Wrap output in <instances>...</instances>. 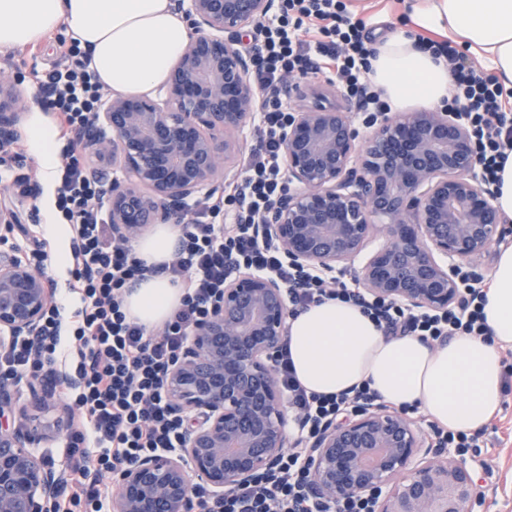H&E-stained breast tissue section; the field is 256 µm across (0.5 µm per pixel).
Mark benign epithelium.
<instances>
[{
    "instance_id": "1",
    "label": "benign epithelium",
    "mask_w": 512,
    "mask_h": 512,
    "mask_svg": "<svg viewBox=\"0 0 512 512\" xmlns=\"http://www.w3.org/2000/svg\"><path fill=\"white\" fill-rule=\"evenodd\" d=\"M194 36L172 69L164 104L114 98L77 132L99 163L123 180L106 187L112 236L132 241L179 217L188 201L238 176L245 128L261 97L243 40L275 0H173ZM278 95L309 100L283 131L288 185L261 220L264 235L293 263L334 271L357 265L366 294L410 310L444 312L460 302L461 261L480 262L503 241V220L478 173L471 133L456 112L418 110L379 116L360 136L323 89L285 79ZM26 106L0 78V145L20 136ZM21 223L0 192V240ZM385 240L370 250L377 225ZM53 304L41 274L0 249V349L34 339ZM285 289L247 271L224 285L207 321L190 336L166 378L170 409L185 421L181 448L154 453L115 475L112 512H191V485L214 499L271 472L293 445L272 365L288 329ZM73 382L0 376V512H47L65 473L37 453L40 441L70 427L63 406L41 428L33 409L55 407ZM306 492L319 505L351 497L370 512H472L480 502L476 460L435 445L399 412L362 407L326 425L301 452Z\"/></svg>"
}]
</instances>
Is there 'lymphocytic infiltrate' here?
Returning <instances> with one entry per match:
<instances>
[{
    "label": "lymphocytic infiltrate",
    "instance_id": "f902f5d3",
    "mask_svg": "<svg viewBox=\"0 0 512 512\" xmlns=\"http://www.w3.org/2000/svg\"><path fill=\"white\" fill-rule=\"evenodd\" d=\"M365 29L363 19L351 17L345 0H283L280 12L258 25L257 88L268 94L282 75L328 73L356 100L355 120L369 123L391 106L369 78L376 49ZM418 41L446 58L452 80L447 108L463 109L480 172L488 186H495L506 154L512 151V89L470 65L448 42L424 35ZM65 57L64 65L38 81L58 114L60 132L67 135L93 120L103 98L79 45L71 44ZM287 120L282 103L265 101L252 115L257 144L241 160L239 176L224 200L187 205L191 219L173 258L161 269L181 288L182 299L156 332L128 318L123 297L126 288L158 269L138 257L132 242L113 239L104 189L85 176L79 163L61 168L57 203L72 230L71 291L79 306L67 319L61 306L52 305L38 346L18 339L0 353V375L37 378L66 364L75 367L76 384L61 389L64 397L73 398L77 411L68 433L70 479L50 512H104L106 474L145 455L178 448L184 421L169 409L166 375L188 337L208 318L225 281L236 272L253 271L280 281L294 315L336 300L361 308L387 336L432 341L488 336L483 308L490 281L465 266L456 269L459 306L430 314L369 297L358 283L342 282L339 274L295 266L261 236L260 220L286 185L282 132ZM67 325L74 346L66 353L61 333ZM273 372L296 414V447L288 449L273 473L230 491L222 500L197 488V512H367L358 497L333 506L314 505L304 492L307 476L300 465L299 445L356 405L379 402L378 393L366 384L340 397L309 392L296 379L284 348Z\"/></svg>",
    "mask_w": 512,
    "mask_h": 512
}]
</instances>
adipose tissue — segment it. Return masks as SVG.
<instances>
[{"mask_svg":"<svg viewBox=\"0 0 512 512\" xmlns=\"http://www.w3.org/2000/svg\"><path fill=\"white\" fill-rule=\"evenodd\" d=\"M410 30L380 42L370 79L394 111L442 105L451 77L444 59L418 47L415 30H431L485 58L512 87V0H411ZM64 30L80 45L99 84L115 95L143 94L167 81L189 43L190 28L169 0H0V52ZM58 133L33 113L27 145L42 180L54 186ZM182 231L159 225L135 245L148 264L168 263ZM182 292L155 275L125 294L131 317L146 329L163 324ZM487 338L455 336L428 344L415 336H384L361 308L330 301L288 320V351L300 384L339 395L366 384L388 404L419 409L441 426L475 431L500 411L503 351L512 348V246L501 250L484 308Z\"/></svg>","mask_w":512,"mask_h":512,"instance_id":"1","label":"adipose tissue"}]
</instances>
